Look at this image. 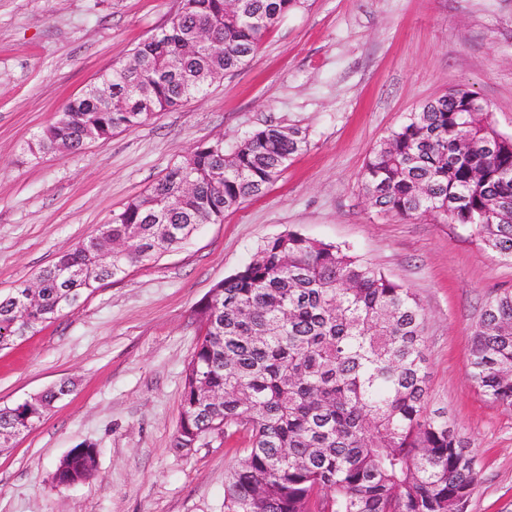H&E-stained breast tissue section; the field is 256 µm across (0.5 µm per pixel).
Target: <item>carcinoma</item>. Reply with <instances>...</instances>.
<instances>
[{
	"mask_svg": "<svg viewBox=\"0 0 512 512\" xmlns=\"http://www.w3.org/2000/svg\"><path fill=\"white\" fill-rule=\"evenodd\" d=\"M160 33L135 46L100 82L35 135L31 155L85 133L109 139L202 94L252 59L299 0H181ZM209 27L220 53L192 47ZM123 103L112 111L101 92ZM474 95L452 90L420 105L368 154L372 204L405 219L429 213L470 229L481 248L512 261V135ZM306 146L300 129L268 125L227 152L194 149L145 194L35 277L27 315L14 289L0 297V349L135 266L184 247L204 224L262 194ZM224 167L215 183L212 171ZM123 241L126 250L114 253ZM197 310L202 334L188 364L175 448L207 432L248 437L224 481V512H460L478 484L475 457L448 414L429 410L426 314L416 295L350 249L288 232L266 241L217 283ZM470 377L512 410V290L492 297L473 327ZM62 387L0 407V449L39 423ZM91 446L54 471L70 486L91 476Z\"/></svg>",
	"mask_w": 512,
	"mask_h": 512,
	"instance_id": "1",
	"label": "carcinoma"
}]
</instances>
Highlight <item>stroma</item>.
I'll use <instances>...</instances> for the list:
<instances>
[{
    "label": "stroma",
    "mask_w": 512,
    "mask_h": 512,
    "mask_svg": "<svg viewBox=\"0 0 512 512\" xmlns=\"http://www.w3.org/2000/svg\"><path fill=\"white\" fill-rule=\"evenodd\" d=\"M176 0H0V292L34 280L201 143L232 145L268 125L307 144L260 196L185 248L106 282L0 350V406L69 382L71 393L0 453V512H224L236 444L178 452L197 308L265 241L289 231L347 245L409 288L426 312L430 406L447 412L478 464L467 512H512V412L469 375L471 333L512 263L468 228L384 214L364 161L429 99L454 89L489 102L512 134V0H300L250 63L146 124L32 157L27 144L141 41ZM98 450L94 475L59 486L56 464Z\"/></svg>",
    "instance_id": "obj_1"
}]
</instances>
